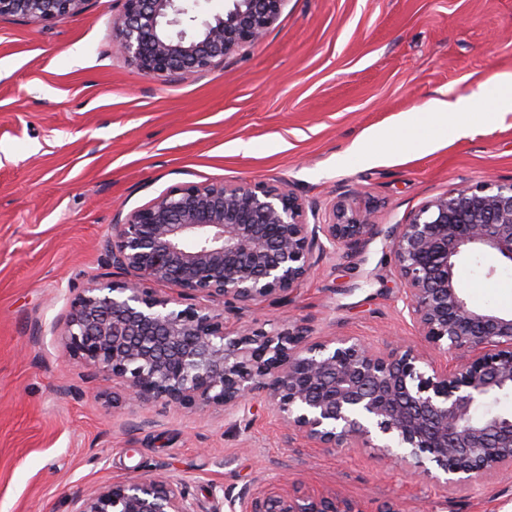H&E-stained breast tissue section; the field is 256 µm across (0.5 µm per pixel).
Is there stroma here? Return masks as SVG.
<instances>
[{"label":"stroma","mask_w":512,"mask_h":512,"mask_svg":"<svg viewBox=\"0 0 512 512\" xmlns=\"http://www.w3.org/2000/svg\"><path fill=\"white\" fill-rule=\"evenodd\" d=\"M121 8L0 17V512H71L74 491L137 468L185 483L197 512L293 486L365 512H512V473L453 490L411 478L373 448L313 447L260 396L232 412L113 411L122 385L66 361L55 330L79 288L111 274L119 214L184 183L266 182L322 219L355 190L383 233L327 253L287 298L229 325L400 340L443 361L415 328L386 232L453 188L512 181V112L482 119L492 78L512 73V0H286L259 45L164 82L114 50ZM461 96L475 99L467 137L365 153L431 98ZM457 278L473 307L512 312V268L470 254Z\"/></svg>","instance_id":"stroma-1"}]
</instances>
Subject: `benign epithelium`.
<instances>
[{
	"label": "benign epithelium",
	"instance_id": "obj_1",
	"mask_svg": "<svg viewBox=\"0 0 512 512\" xmlns=\"http://www.w3.org/2000/svg\"><path fill=\"white\" fill-rule=\"evenodd\" d=\"M90 0H0V16L61 22ZM116 50L158 81L191 77L256 45L285 0H228L192 35L199 0H121ZM345 194L329 221L310 223L283 187L183 184L112 225L108 261L127 280L92 279L58 328L68 356L126 385L127 399L164 408H235L255 394L288 430L317 448H377L405 472L450 487L512 472V414L492 409L512 393V314L471 307L458 288L465 253L512 265V183L454 188L388 232L397 277L419 335L460 353L420 367L409 345L351 336L310 343L275 322L232 330L225 314L274 303L315 260L353 251L381 233ZM205 303L195 304L193 300ZM73 512H195L189 490L136 474L74 497ZM241 512H364L334 494L295 488L244 498Z\"/></svg>",
	"mask_w": 512,
	"mask_h": 512
}]
</instances>
